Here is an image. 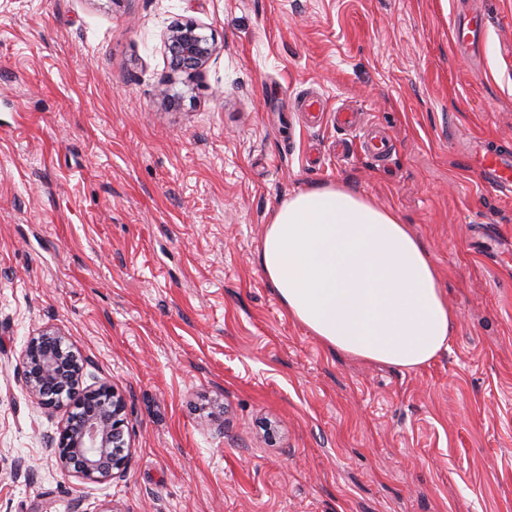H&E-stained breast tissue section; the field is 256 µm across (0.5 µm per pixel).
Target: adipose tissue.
<instances>
[{"label":"adipose tissue","mask_w":512,"mask_h":512,"mask_svg":"<svg viewBox=\"0 0 512 512\" xmlns=\"http://www.w3.org/2000/svg\"><path fill=\"white\" fill-rule=\"evenodd\" d=\"M259 264L289 315L326 348L408 370L448 348L456 315L421 240L352 190L290 196L265 226Z\"/></svg>","instance_id":"1"}]
</instances>
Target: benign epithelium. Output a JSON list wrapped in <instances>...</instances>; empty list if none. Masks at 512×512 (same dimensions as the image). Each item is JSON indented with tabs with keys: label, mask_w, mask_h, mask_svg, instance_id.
<instances>
[{
	"label": "benign epithelium",
	"mask_w": 512,
	"mask_h": 512,
	"mask_svg": "<svg viewBox=\"0 0 512 512\" xmlns=\"http://www.w3.org/2000/svg\"><path fill=\"white\" fill-rule=\"evenodd\" d=\"M165 48L174 70L200 75L216 47L189 21L171 27ZM84 359L52 327L28 341L18 380L37 402L66 414L55 436H46L61 466L83 480L106 483L126 472L131 445L125 437L126 404L110 384L83 386Z\"/></svg>",
	"instance_id": "1"
}]
</instances>
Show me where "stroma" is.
I'll return each instance as SVG.
<instances>
[{
  "instance_id": "1",
  "label": "stroma",
  "mask_w": 512,
  "mask_h": 512,
  "mask_svg": "<svg viewBox=\"0 0 512 512\" xmlns=\"http://www.w3.org/2000/svg\"><path fill=\"white\" fill-rule=\"evenodd\" d=\"M456 2L0 0V512H512V198L465 161L512 152V0H474L473 57ZM189 20L217 48L197 81L163 43ZM339 108L386 163L337 156ZM338 184L440 273L457 322L427 366L325 348L261 274L271 213ZM46 325L124 396L123 479L46 447L64 416L16 376ZM482 18L466 10L459 11L453 24V36L462 50H470L482 44L484 40ZM364 151L378 162L388 160L392 143L390 139L377 129L366 130L363 135Z\"/></svg>"
}]
</instances>
